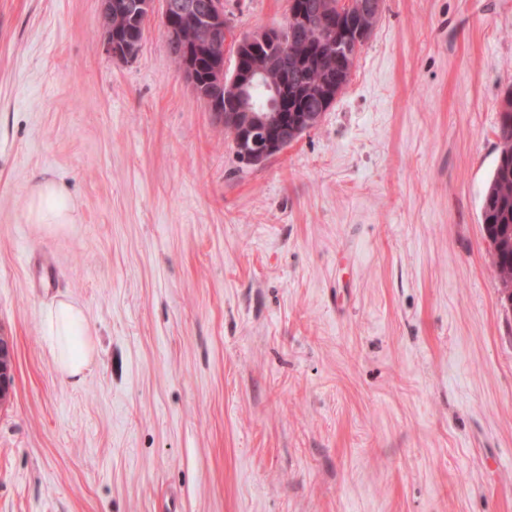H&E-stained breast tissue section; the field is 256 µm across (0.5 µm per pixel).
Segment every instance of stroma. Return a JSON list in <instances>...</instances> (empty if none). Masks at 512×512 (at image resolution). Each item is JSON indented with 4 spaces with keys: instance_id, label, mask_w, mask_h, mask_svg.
Instances as JSON below:
<instances>
[{
    "instance_id": "obj_1",
    "label": "stroma",
    "mask_w": 512,
    "mask_h": 512,
    "mask_svg": "<svg viewBox=\"0 0 512 512\" xmlns=\"http://www.w3.org/2000/svg\"><path fill=\"white\" fill-rule=\"evenodd\" d=\"M236 33L287 0H224ZM0 0V512H512V311L480 208L512 0H383L351 79L240 162L159 20ZM53 181L71 224L27 219ZM80 306L78 385L43 336ZM44 336L61 376L79 383L95 353L94 333L83 310L67 300L52 303L44 316ZM12 353L9 340L0 336V403L9 396L12 383Z\"/></svg>"
}]
</instances>
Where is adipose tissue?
<instances>
[{
    "label": "adipose tissue",
    "instance_id": "1",
    "mask_svg": "<svg viewBox=\"0 0 512 512\" xmlns=\"http://www.w3.org/2000/svg\"><path fill=\"white\" fill-rule=\"evenodd\" d=\"M72 212L70 198L54 182L45 179L34 185L28 209L31 223L68 224ZM44 335L61 376L79 383L95 353L94 333L83 310L67 300L52 303L44 316Z\"/></svg>",
    "mask_w": 512,
    "mask_h": 512
}]
</instances>
